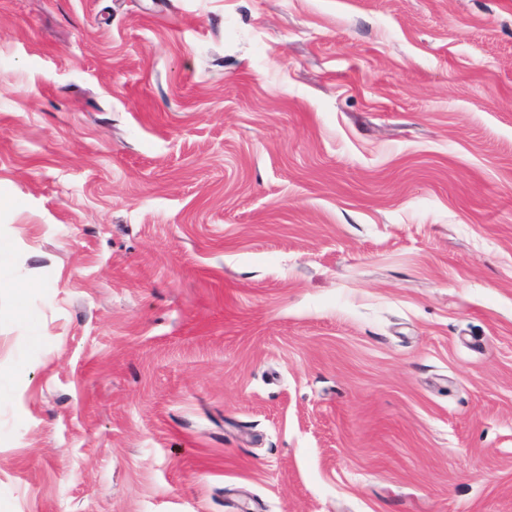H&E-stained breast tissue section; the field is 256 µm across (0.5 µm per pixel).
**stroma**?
Masks as SVG:
<instances>
[{
    "instance_id": "35a3bbf8",
    "label": "stroma",
    "mask_w": 512,
    "mask_h": 512,
    "mask_svg": "<svg viewBox=\"0 0 512 512\" xmlns=\"http://www.w3.org/2000/svg\"><path fill=\"white\" fill-rule=\"evenodd\" d=\"M0 512H512V0H0Z\"/></svg>"
}]
</instances>
